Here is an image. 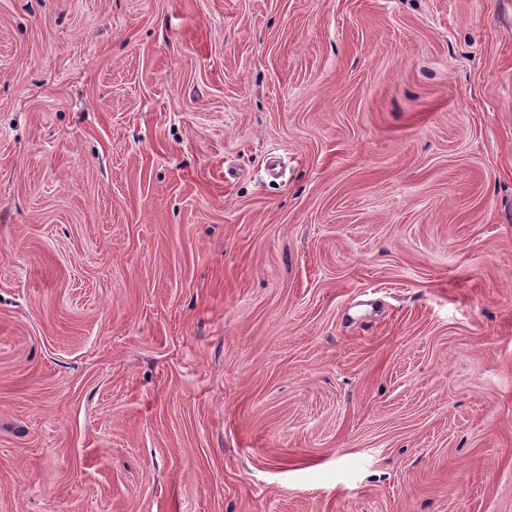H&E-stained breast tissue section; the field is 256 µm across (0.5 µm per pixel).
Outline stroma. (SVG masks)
Masks as SVG:
<instances>
[{
  "label": "stroma",
  "instance_id": "obj_1",
  "mask_svg": "<svg viewBox=\"0 0 512 512\" xmlns=\"http://www.w3.org/2000/svg\"><path fill=\"white\" fill-rule=\"evenodd\" d=\"M0 512H512V0H0Z\"/></svg>",
  "mask_w": 512,
  "mask_h": 512
}]
</instances>
